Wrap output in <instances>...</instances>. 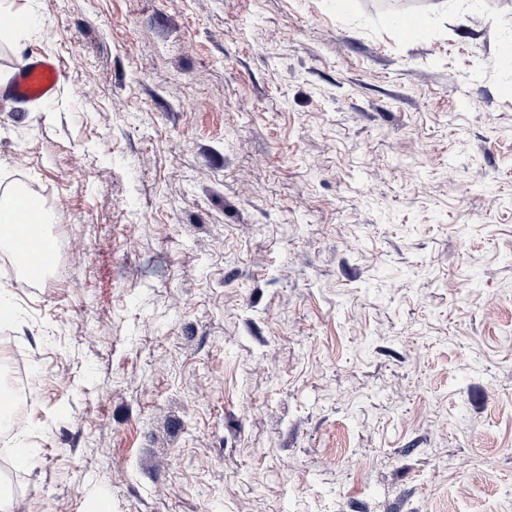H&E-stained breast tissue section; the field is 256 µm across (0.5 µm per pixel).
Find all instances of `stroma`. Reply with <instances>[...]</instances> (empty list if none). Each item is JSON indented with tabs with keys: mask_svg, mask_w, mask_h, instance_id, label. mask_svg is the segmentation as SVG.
<instances>
[{
	"mask_svg": "<svg viewBox=\"0 0 512 512\" xmlns=\"http://www.w3.org/2000/svg\"><path fill=\"white\" fill-rule=\"evenodd\" d=\"M0 6L62 70L0 102L14 512H512V0ZM39 202L28 195L15 209L9 223H1L0 238L14 240L17 244V260L21 264L24 279L32 284H42L49 266L50 252L42 243V225L53 223V213L42 207L41 222H36ZM11 386L19 402L13 416V421L16 423L20 418L27 419V409L22 404V400L30 390V380L20 362L12 366Z\"/></svg>",
	"mask_w": 512,
	"mask_h": 512,
	"instance_id": "35a3bbf8",
	"label": "stroma"
}]
</instances>
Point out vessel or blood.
I'll list each match as a JSON object with an SVG mask.
<instances>
[{
	"instance_id": "b4317fda",
	"label": "vessel or blood",
	"mask_w": 512,
	"mask_h": 512,
	"mask_svg": "<svg viewBox=\"0 0 512 512\" xmlns=\"http://www.w3.org/2000/svg\"><path fill=\"white\" fill-rule=\"evenodd\" d=\"M61 80L57 60L32 52L16 66L9 84L1 94L27 102L51 99ZM38 201L24 196L10 222L0 225V238L15 241L17 260L24 279L39 285L46 278L50 252L42 243V226L36 221Z\"/></svg>"
}]
</instances>
